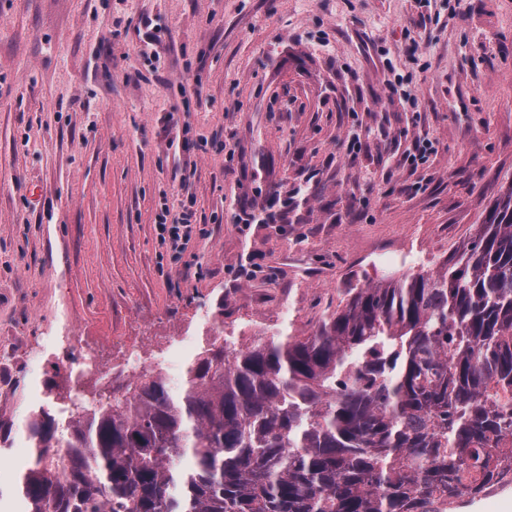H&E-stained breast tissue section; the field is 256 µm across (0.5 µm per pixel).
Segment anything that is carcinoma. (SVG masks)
I'll return each instance as SVG.
<instances>
[{
  "label": "carcinoma",
  "instance_id": "carcinoma-1",
  "mask_svg": "<svg viewBox=\"0 0 512 512\" xmlns=\"http://www.w3.org/2000/svg\"><path fill=\"white\" fill-rule=\"evenodd\" d=\"M25 432L26 512H453L512 461V185L438 267L311 335L213 342L177 394L145 373Z\"/></svg>",
  "mask_w": 512,
  "mask_h": 512
}]
</instances>
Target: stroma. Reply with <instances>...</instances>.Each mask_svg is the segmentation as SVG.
I'll return each instance as SVG.
<instances>
[{
	"mask_svg": "<svg viewBox=\"0 0 512 512\" xmlns=\"http://www.w3.org/2000/svg\"><path fill=\"white\" fill-rule=\"evenodd\" d=\"M466 5L0 0V368L20 381L0 512L24 509L32 407L66 395L59 336L137 341L114 383L160 359L175 389L213 327L309 334L483 222L512 183V0ZM423 136L426 161L395 168ZM165 205L194 213L184 252L158 235Z\"/></svg>",
	"mask_w": 512,
	"mask_h": 512,
	"instance_id": "1",
	"label": "stroma"
}]
</instances>
